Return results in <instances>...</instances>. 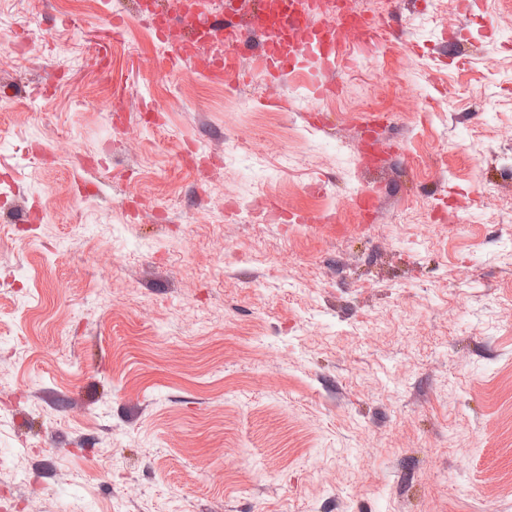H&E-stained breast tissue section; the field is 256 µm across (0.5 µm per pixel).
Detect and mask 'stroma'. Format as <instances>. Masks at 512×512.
<instances>
[{"label": "stroma", "mask_w": 512, "mask_h": 512, "mask_svg": "<svg viewBox=\"0 0 512 512\" xmlns=\"http://www.w3.org/2000/svg\"><path fill=\"white\" fill-rule=\"evenodd\" d=\"M134 2L0 0V495L512 512V0H347L398 37L332 98L156 75Z\"/></svg>", "instance_id": "35a3bbf8"}]
</instances>
